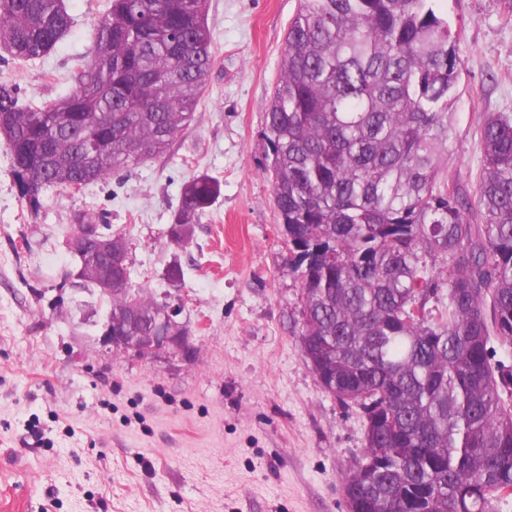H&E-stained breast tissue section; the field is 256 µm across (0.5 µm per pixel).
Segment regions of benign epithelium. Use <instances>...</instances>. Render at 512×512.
I'll return each instance as SVG.
<instances>
[{"label":"benign epithelium","instance_id":"7a95c632","mask_svg":"<svg viewBox=\"0 0 512 512\" xmlns=\"http://www.w3.org/2000/svg\"><path fill=\"white\" fill-rule=\"evenodd\" d=\"M69 249L78 254L83 253L87 260L93 262L99 255L119 253L125 259L126 252L120 243H112V234L100 230L97 224H74L68 239ZM182 312V306H165L151 331L146 335H137L126 323L107 321L102 332L104 344L120 354L134 353L140 357H148L159 350L172 354H184L188 351V337L176 321Z\"/></svg>","mask_w":512,"mask_h":512}]
</instances>
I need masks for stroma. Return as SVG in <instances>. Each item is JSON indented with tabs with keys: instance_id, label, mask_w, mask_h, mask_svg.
Instances as JSON below:
<instances>
[{
	"instance_id": "35a3bbf8",
	"label": "stroma",
	"mask_w": 512,
	"mask_h": 512,
	"mask_svg": "<svg viewBox=\"0 0 512 512\" xmlns=\"http://www.w3.org/2000/svg\"><path fill=\"white\" fill-rule=\"evenodd\" d=\"M73 24L46 56L0 50V83L40 104L69 93L108 0H65ZM298 0H209L215 63L191 126L160 159L30 209L0 144V512H347L344 475L365 420L321 386L299 340L301 290L263 172L264 114ZM462 74L448 170L466 183L480 127L512 113V0H443ZM221 195L188 244L167 236L183 185ZM123 236L133 288L182 304L190 355L117 354L107 298L76 279L83 215ZM181 268L172 283L168 272Z\"/></svg>"
}]
</instances>
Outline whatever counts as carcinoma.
Here are the masks:
<instances>
[{"mask_svg": "<svg viewBox=\"0 0 512 512\" xmlns=\"http://www.w3.org/2000/svg\"><path fill=\"white\" fill-rule=\"evenodd\" d=\"M438 0H299L264 115V172L301 288L299 341L323 388L359 407L365 453L348 512H499L512 489V113L481 131L474 192L448 175L456 35ZM208 0H109L76 87L42 105L0 84L18 186L40 206L166 154L214 62ZM64 0H0V44L48 54ZM97 136L103 147L86 152ZM221 185L183 188L168 233L186 243ZM439 305L426 309L430 298ZM139 328L161 307L140 298Z\"/></svg>", "mask_w": 512, "mask_h": 512, "instance_id": "obj_1", "label": "carcinoma"}]
</instances>
